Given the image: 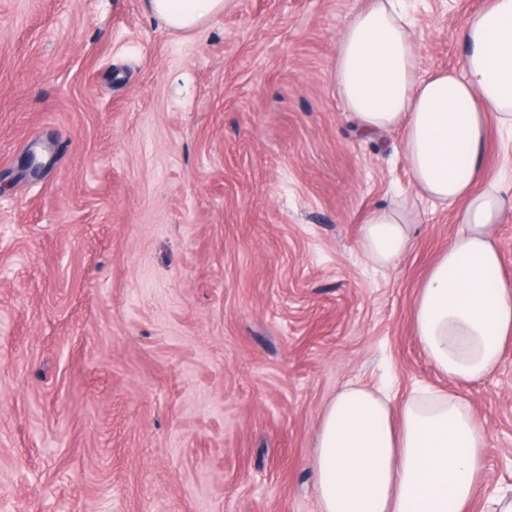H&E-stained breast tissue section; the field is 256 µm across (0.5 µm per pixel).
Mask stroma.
Wrapping results in <instances>:
<instances>
[{
  "label": "stroma",
  "instance_id": "obj_1",
  "mask_svg": "<svg viewBox=\"0 0 512 512\" xmlns=\"http://www.w3.org/2000/svg\"><path fill=\"white\" fill-rule=\"evenodd\" d=\"M145 2L0 0V512H320L315 438L350 385L457 393L485 512L512 486V342L457 383L413 332L457 226L336 91L366 0H230L188 32ZM483 2L404 0L420 73L461 69ZM511 139L490 124L484 152L509 190ZM398 195L421 223L382 267L361 225Z\"/></svg>",
  "mask_w": 512,
  "mask_h": 512
}]
</instances>
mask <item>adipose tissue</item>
I'll return each instance as SVG.
<instances>
[{
    "label": "adipose tissue",
    "mask_w": 512,
    "mask_h": 512,
    "mask_svg": "<svg viewBox=\"0 0 512 512\" xmlns=\"http://www.w3.org/2000/svg\"><path fill=\"white\" fill-rule=\"evenodd\" d=\"M225 0H147L169 28L189 31ZM400 0H368L341 32L333 78L360 132L399 128L418 195L453 208L459 231L432 267L413 330L435 370L473 382L500 366L512 340V281L501 275L494 231L512 195L485 182L486 117L512 130V0H488L458 33L463 71L420 75ZM418 214L399 199L370 210L362 247L377 264L404 257ZM487 440L448 391L397 399L386 389L340 390L321 420L315 455L321 512H468Z\"/></svg>",
    "instance_id": "1"
}]
</instances>
